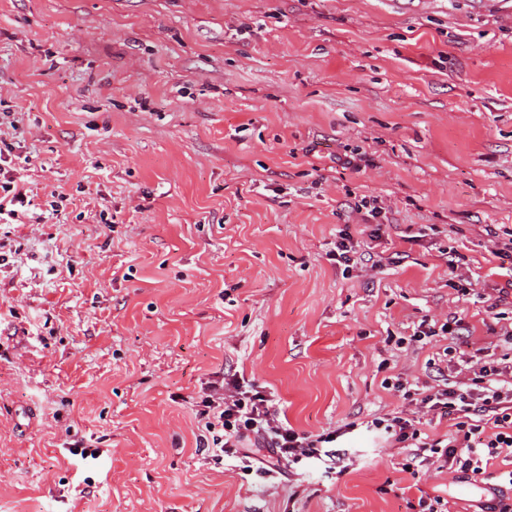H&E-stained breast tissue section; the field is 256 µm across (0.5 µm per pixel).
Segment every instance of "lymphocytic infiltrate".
Here are the masks:
<instances>
[{"mask_svg": "<svg viewBox=\"0 0 512 512\" xmlns=\"http://www.w3.org/2000/svg\"><path fill=\"white\" fill-rule=\"evenodd\" d=\"M502 357L483 359L480 354L462 358L460 375L439 386H426L413 395L408 380L395 378L392 388L416 408L437 418L453 421L455 436L424 442L415 419L407 411L375 419V428L390 440L411 444L419 452L435 456L448 469L485 473L489 461L512 459V330L504 331ZM200 416L216 448L241 451L244 463L253 457L246 440L273 448L278 459L294 464L315 459L322 443L333 442L335 433L310 437L285 426L261 393L246 388L237 376L206 382L202 389Z\"/></svg>", "mask_w": 512, "mask_h": 512, "instance_id": "obj_1", "label": "lymphocytic infiltrate"}]
</instances>
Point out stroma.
<instances>
[{"label": "stroma", "instance_id": "stroma-1", "mask_svg": "<svg viewBox=\"0 0 512 512\" xmlns=\"http://www.w3.org/2000/svg\"><path fill=\"white\" fill-rule=\"evenodd\" d=\"M0 160L31 199L0 225V512L512 498L502 462L370 429L405 406L384 379L449 366L439 336L396 349L421 320L504 352L512 0H0ZM227 374L338 438L274 476L216 455L197 400ZM355 253V246L353 245L352 235L348 231H341L336 239L335 249L332 256L336 260V264L343 265V272L350 273L357 262L351 254Z\"/></svg>", "mask_w": 512, "mask_h": 512}]
</instances>
